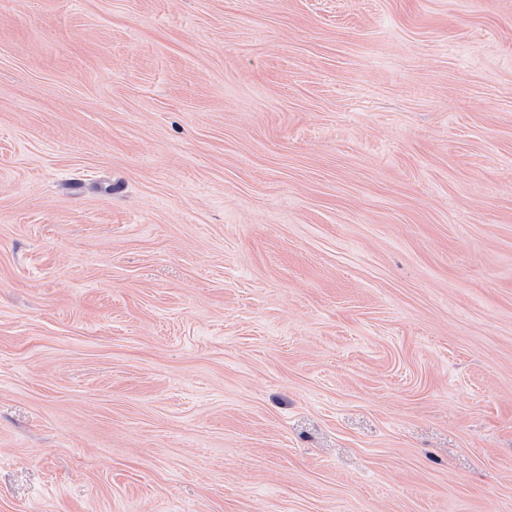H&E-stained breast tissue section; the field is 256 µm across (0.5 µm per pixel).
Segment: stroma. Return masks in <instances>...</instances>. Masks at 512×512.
I'll return each mask as SVG.
<instances>
[{"instance_id": "1", "label": "stroma", "mask_w": 512, "mask_h": 512, "mask_svg": "<svg viewBox=\"0 0 512 512\" xmlns=\"http://www.w3.org/2000/svg\"><path fill=\"white\" fill-rule=\"evenodd\" d=\"M0 512H512V0H0Z\"/></svg>"}]
</instances>
